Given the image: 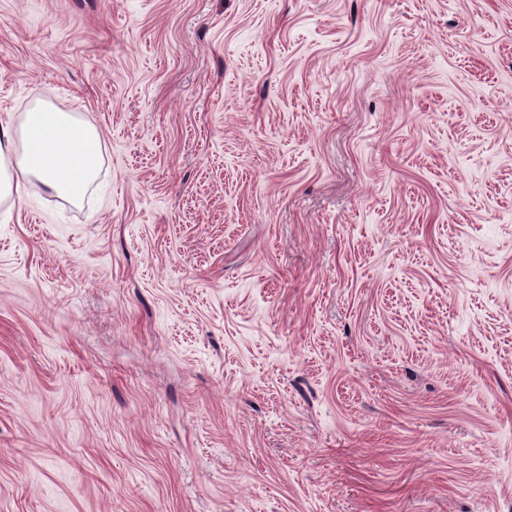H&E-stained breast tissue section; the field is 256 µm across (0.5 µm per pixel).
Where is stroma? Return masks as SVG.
Here are the masks:
<instances>
[{"label": "stroma", "mask_w": 512, "mask_h": 512, "mask_svg": "<svg viewBox=\"0 0 512 512\" xmlns=\"http://www.w3.org/2000/svg\"><path fill=\"white\" fill-rule=\"evenodd\" d=\"M0 512H512V0H0ZM0 195L23 197L36 178L49 189L78 201L97 179L101 165L97 129L67 112L40 106L27 112L20 130L23 148L13 157L3 153V140H13L1 127Z\"/></svg>", "instance_id": "1"}]
</instances>
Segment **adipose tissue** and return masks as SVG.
<instances>
[{
  "instance_id": "1",
  "label": "adipose tissue",
  "mask_w": 512,
  "mask_h": 512,
  "mask_svg": "<svg viewBox=\"0 0 512 512\" xmlns=\"http://www.w3.org/2000/svg\"><path fill=\"white\" fill-rule=\"evenodd\" d=\"M17 136L23 142L19 153L9 158L0 152V195L23 196L27 183L36 179L77 201L97 179L100 136L90 123L40 106L26 114L19 133L0 130L4 142Z\"/></svg>"
}]
</instances>
